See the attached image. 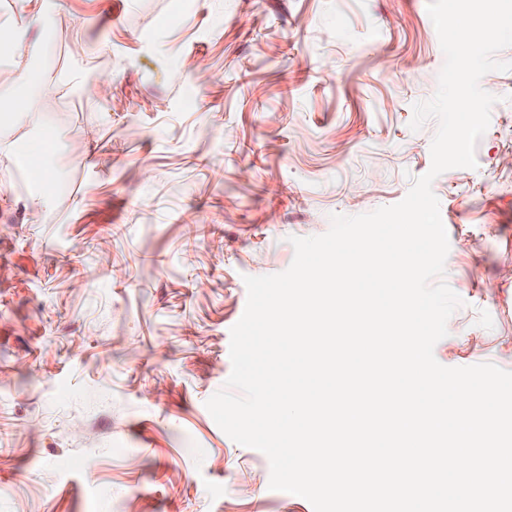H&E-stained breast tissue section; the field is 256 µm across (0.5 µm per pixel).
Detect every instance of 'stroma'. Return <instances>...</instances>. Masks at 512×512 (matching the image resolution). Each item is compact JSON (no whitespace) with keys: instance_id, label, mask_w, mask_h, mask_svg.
Segmentation results:
<instances>
[{"instance_id":"35a3bbf8","label":"stroma","mask_w":512,"mask_h":512,"mask_svg":"<svg viewBox=\"0 0 512 512\" xmlns=\"http://www.w3.org/2000/svg\"><path fill=\"white\" fill-rule=\"evenodd\" d=\"M30 7L0 0L55 84L0 152V512H313L205 403L244 276L429 170L436 123L410 127L444 64L427 0ZM480 85L497 101L477 166L432 185L462 300L434 355L512 371V71Z\"/></svg>"}]
</instances>
